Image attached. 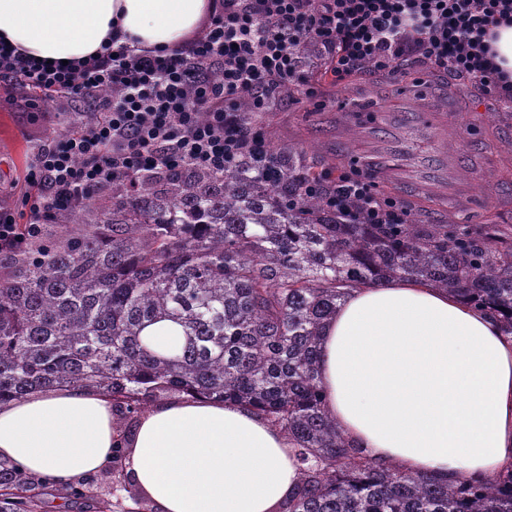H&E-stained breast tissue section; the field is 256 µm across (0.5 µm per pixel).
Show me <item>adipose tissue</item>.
Wrapping results in <instances>:
<instances>
[{
    "instance_id": "ef3b65f1",
    "label": "adipose tissue",
    "mask_w": 512,
    "mask_h": 512,
    "mask_svg": "<svg viewBox=\"0 0 512 512\" xmlns=\"http://www.w3.org/2000/svg\"><path fill=\"white\" fill-rule=\"evenodd\" d=\"M216 0H0V42L77 62L115 43L170 51ZM326 409L377 460L484 477L512 466V337L426 284L354 289L321 336ZM125 443V480L155 512H275L299 482L287 436L242 407L173 397L120 421L94 388L35 391L0 407V460L60 487Z\"/></svg>"
}]
</instances>
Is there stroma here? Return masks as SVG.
I'll use <instances>...</instances> for the list:
<instances>
[{
    "instance_id": "obj_1",
    "label": "stroma",
    "mask_w": 512,
    "mask_h": 512,
    "mask_svg": "<svg viewBox=\"0 0 512 512\" xmlns=\"http://www.w3.org/2000/svg\"><path fill=\"white\" fill-rule=\"evenodd\" d=\"M400 80L393 81L366 67L345 86L334 84L323 72L313 73L314 98L294 93H275V107L257 113V125L268 141L303 147L309 157H340L342 170L360 167L374 172L378 191L399 201L410 212L412 223L453 222L472 233L486 224H511L512 170L503 166L512 149V102L467 87L465 81L436 74L426 75L425 65L407 57ZM34 88L0 82V208L11 211L17 223H25L21 199L34 155L45 141L74 133L98 121L101 114L91 99L54 95L43 111H30L27 103L37 96ZM401 106L405 120L396 134L398 147L391 157L372 152V144L390 133L387 110ZM457 152V176L467 185L464 197L440 192L418 194L414 187L386 182L379 168L387 159L411 166L437 159L440 152ZM106 471L92 474L94 497H84L46 485L41 512H96V498L128 501L129 486L114 487Z\"/></svg>"
}]
</instances>
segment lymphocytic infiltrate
Returning a JSON list of instances; mask_svg holds the SVG:
<instances>
[{"instance_id": "lymphocytic-infiltrate-1", "label": "lymphocytic infiltrate", "mask_w": 512, "mask_h": 512, "mask_svg": "<svg viewBox=\"0 0 512 512\" xmlns=\"http://www.w3.org/2000/svg\"><path fill=\"white\" fill-rule=\"evenodd\" d=\"M512 23V0H219L201 32L179 50L106 47L76 67L47 66L0 47V79L75 97H95L102 121L41 147L23 201L30 236L64 210L83 205L112 181L148 169L214 171L268 152L261 131L238 109L262 110L275 89L299 82L297 51L320 45L333 81L364 65L399 78V60L466 77L483 93L505 87L493 60L496 28ZM220 71L214 81L212 71ZM116 95L99 97L101 88ZM360 201L371 223L404 224L408 213L380 197L371 173L336 178L334 207Z\"/></svg>"}]
</instances>
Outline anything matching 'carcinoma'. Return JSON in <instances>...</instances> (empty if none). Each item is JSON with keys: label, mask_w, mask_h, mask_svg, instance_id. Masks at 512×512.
<instances>
[{"label": "carcinoma", "mask_w": 512, "mask_h": 512, "mask_svg": "<svg viewBox=\"0 0 512 512\" xmlns=\"http://www.w3.org/2000/svg\"><path fill=\"white\" fill-rule=\"evenodd\" d=\"M306 153L270 144L222 172L143 171L60 212L0 269V406L96 387L130 423L163 395L234 403L288 434L300 485L277 512H512V468L447 479L372 459L324 407L323 323L348 289L425 282L512 336V225L349 223L306 193ZM170 320L173 352L142 333ZM37 480L0 461V512H38Z\"/></svg>", "instance_id": "cac0c4a2"}]
</instances>
